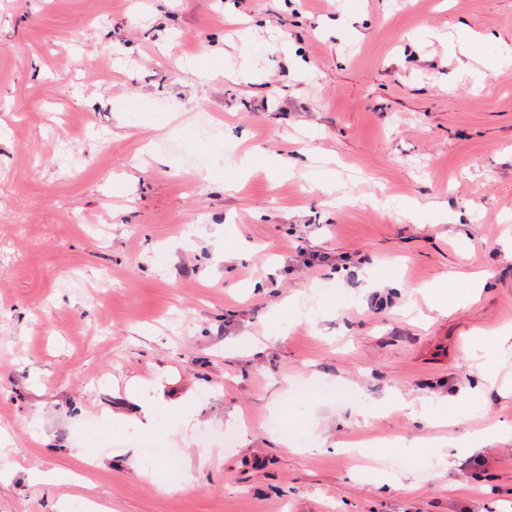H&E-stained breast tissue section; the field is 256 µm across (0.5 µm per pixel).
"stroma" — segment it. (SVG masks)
<instances>
[{"mask_svg":"<svg viewBox=\"0 0 512 512\" xmlns=\"http://www.w3.org/2000/svg\"><path fill=\"white\" fill-rule=\"evenodd\" d=\"M509 46L512 0H0V512H512V440L433 448L512 428ZM471 283L476 288L477 283L473 280L467 278L465 280H461L459 278L446 279L437 285L430 293L429 298L432 306L437 310H444L447 308L448 297L450 298H460V296L464 295L467 289L463 288L464 283ZM140 408L132 415L124 412H113L112 426L121 428L126 424H134L146 431L154 427L155 414L151 403L143 401L139 403Z\"/></svg>","mask_w":512,"mask_h":512,"instance_id":"35a3bbf8","label":"stroma"}]
</instances>
